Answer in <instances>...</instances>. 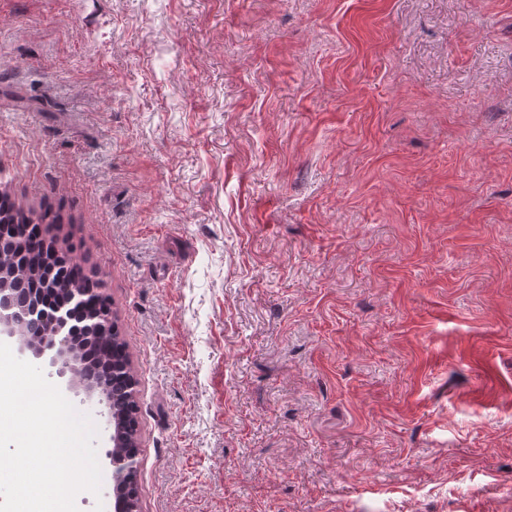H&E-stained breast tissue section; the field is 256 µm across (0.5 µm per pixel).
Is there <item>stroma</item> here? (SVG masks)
I'll list each match as a JSON object with an SVG mask.
<instances>
[{
	"label": "stroma",
	"instance_id": "obj_1",
	"mask_svg": "<svg viewBox=\"0 0 512 512\" xmlns=\"http://www.w3.org/2000/svg\"><path fill=\"white\" fill-rule=\"evenodd\" d=\"M0 191L112 299L140 512H512V0H0Z\"/></svg>",
	"mask_w": 512,
	"mask_h": 512
}]
</instances>
